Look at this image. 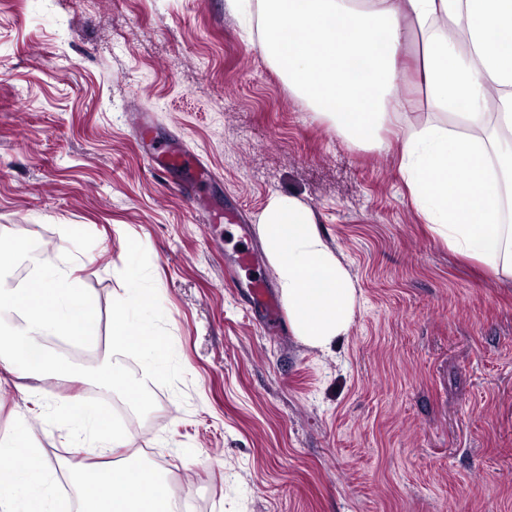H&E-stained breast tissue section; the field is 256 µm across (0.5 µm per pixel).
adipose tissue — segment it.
I'll return each instance as SVG.
<instances>
[{"instance_id":"1","label":"adipose tissue","mask_w":512,"mask_h":512,"mask_svg":"<svg viewBox=\"0 0 512 512\" xmlns=\"http://www.w3.org/2000/svg\"><path fill=\"white\" fill-rule=\"evenodd\" d=\"M258 43L289 88L337 136L383 150L384 130L399 126V171L431 231L456 254L494 277L512 278V0H257ZM428 111L404 121L410 104L395 90L398 60L410 42ZM259 232L273 263L288 322L308 346L331 349L347 336L358 303L354 282L326 246L315 214L294 197L274 198ZM126 296L112 317L117 349L134 350L147 377L176 364L156 334L150 288L137 247L126 257ZM21 319L0 368L18 379H63L64 363L43 346L66 334L92 341L93 304L74 267L45 263L27 288H1L0 312ZM76 447L107 453L124 432L98 411L68 412ZM26 420H18L0 457V512H56V489ZM79 512H174L160 479L137 461L76 471Z\"/></svg>"}]
</instances>
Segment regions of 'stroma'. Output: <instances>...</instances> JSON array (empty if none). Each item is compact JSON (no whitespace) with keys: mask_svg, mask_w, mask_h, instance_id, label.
Here are the masks:
<instances>
[{"mask_svg":"<svg viewBox=\"0 0 512 512\" xmlns=\"http://www.w3.org/2000/svg\"><path fill=\"white\" fill-rule=\"evenodd\" d=\"M225 0H0V248L41 243L44 262H82L98 336L44 344L73 376L44 401L102 397L126 447L170 492L208 512H512V282L487 278L437 242L411 205L396 149L336 135L289 90ZM196 152L212 174L148 153ZM318 218L359 306L324 352L304 344L241 283L278 293L259 220L276 196ZM240 223L208 224L205 208ZM79 234L64 239L60 227ZM137 246L154 328L179 364L130 411L106 392L111 366L145 363L112 346L123 258ZM255 264L237 267L240 248ZM26 416L64 512L70 473L95 463L15 379L0 383V440ZM153 164L162 168H186L194 173V187L201 189L211 180V172L188 150L171 148L164 151L153 160Z\"/></svg>","mask_w":512,"mask_h":512,"instance_id":"35a3bbf8","label":"stroma"}]
</instances>
